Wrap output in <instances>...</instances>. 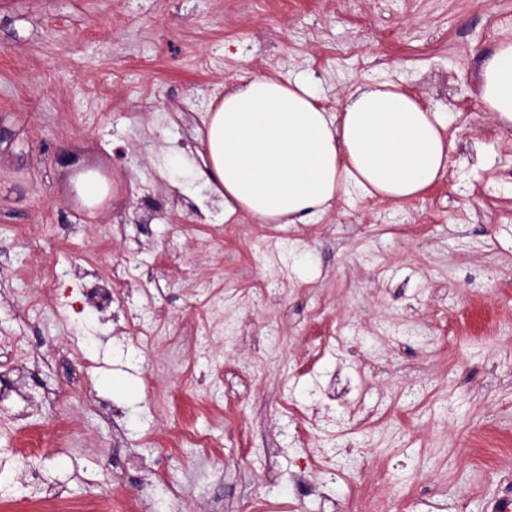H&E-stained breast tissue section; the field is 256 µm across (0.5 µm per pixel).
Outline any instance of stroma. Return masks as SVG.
Listing matches in <instances>:
<instances>
[{
    "instance_id": "obj_1",
    "label": "stroma",
    "mask_w": 512,
    "mask_h": 512,
    "mask_svg": "<svg viewBox=\"0 0 512 512\" xmlns=\"http://www.w3.org/2000/svg\"><path fill=\"white\" fill-rule=\"evenodd\" d=\"M512 0H0V512H492L512 489ZM392 82L448 168L282 240L195 176L238 78ZM108 176L97 209L79 170ZM123 293L108 313L91 280ZM65 427L27 458L29 437ZM329 449L335 476L313 460ZM315 492L298 500L299 483ZM479 89L487 112L504 126H512V41L500 42L485 60Z\"/></svg>"
}]
</instances>
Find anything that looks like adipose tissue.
Returning a JSON list of instances; mask_svg holds the SVG:
<instances>
[{"instance_id":"ef3b65f1","label":"adipose tissue","mask_w":512,"mask_h":512,"mask_svg":"<svg viewBox=\"0 0 512 512\" xmlns=\"http://www.w3.org/2000/svg\"><path fill=\"white\" fill-rule=\"evenodd\" d=\"M486 111L512 126V41L485 60ZM305 78L255 76L226 88L209 115L199 178L224 201V219L246 212L265 224H304L350 191L379 201L420 196L454 144L443 113L392 82L361 84L342 111L319 107Z\"/></svg>"}]
</instances>
